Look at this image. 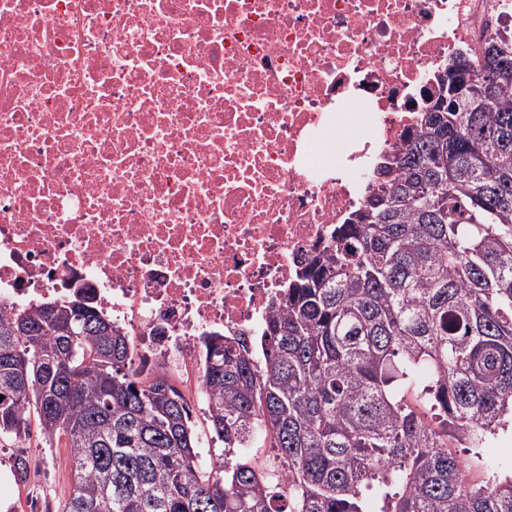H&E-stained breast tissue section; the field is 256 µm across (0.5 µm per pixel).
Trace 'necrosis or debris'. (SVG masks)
Listing matches in <instances>:
<instances>
[{
  "label": "necrosis or debris",
  "mask_w": 512,
  "mask_h": 512,
  "mask_svg": "<svg viewBox=\"0 0 512 512\" xmlns=\"http://www.w3.org/2000/svg\"><path fill=\"white\" fill-rule=\"evenodd\" d=\"M512 0H0V316L89 295L180 379L252 335Z\"/></svg>",
  "instance_id": "obj_1"
}]
</instances>
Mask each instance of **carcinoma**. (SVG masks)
<instances>
[{
	"label": "carcinoma",
	"instance_id": "carcinoma-1",
	"mask_svg": "<svg viewBox=\"0 0 512 512\" xmlns=\"http://www.w3.org/2000/svg\"><path fill=\"white\" fill-rule=\"evenodd\" d=\"M451 70L262 331L202 338L216 460L94 306L0 318V437L66 439L65 512H512V474L467 484L488 466L456 453L512 419V56ZM267 442L288 481L247 458Z\"/></svg>",
	"mask_w": 512,
	"mask_h": 512
}]
</instances>
